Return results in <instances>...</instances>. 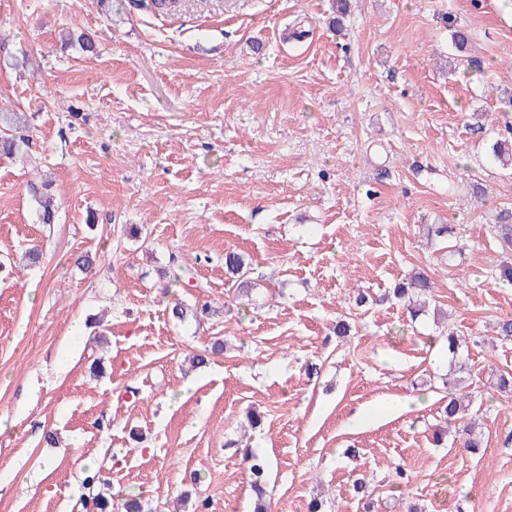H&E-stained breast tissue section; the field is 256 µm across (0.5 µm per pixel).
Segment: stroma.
I'll list each match as a JSON object with an SVG mask.
<instances>
[{
	"mask_svg": "<svg viewBox=\"0 0 512 512\" xmlns=\"http://www.w3.org/2000/svg\"><path fill=\"white\" fill-rule=\"evenodd\" d=\"M335 10L0 0V106L61 202L57 224L33 223L29 168L0 158V512H93L92 471L99 495L136 494L141 512H251L246 448L270 464L274 512L314 498L395 512L398 497L512 512V396L492 388L512 372V340L496 336L512 248L495 225L512 172L489 153L512 133V0H352L340 31ZM67 30L97 55L62 47ZM21 54L18 71L6 58ZM430 224L451 241H427ZM231 251L248 258L250 295L225 275ZM173 252L204 290L168 286ZM418 271L447 320L384 300ZM178 300L197 318L172 320ZM450 330L468 344L462 385L487 441L475 455L433 442L448 362L431 339ZM408 396L411 411L377 410Z\"/></svg>",
	"mask_w": 512,
	"mask_h": 512,
	"instance_id": "35a3bbf8",
	"label": "stroma"
}]
</instances>
